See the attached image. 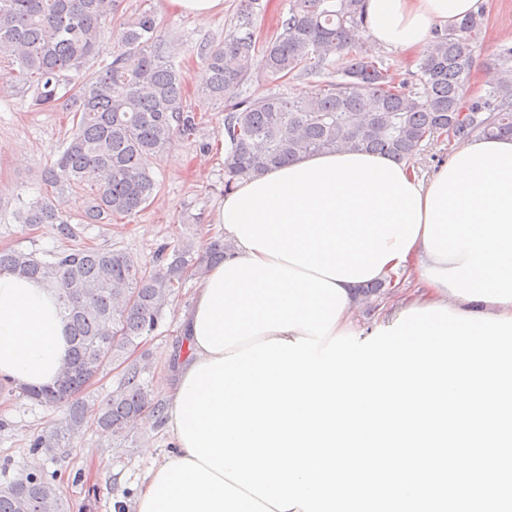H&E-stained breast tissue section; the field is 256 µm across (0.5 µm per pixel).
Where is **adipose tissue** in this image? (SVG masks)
Returning a JSON list of instances; mask_svg holds the SVG:
<instances>
[{
	"label": "adipose tissue",
	"instance_id": "obj_1",
	"mask_svg": "<svg viewBox=\"0 0 512 512\" xmlns=\"http://www.w3.org/2000/svg\"><path fill=\"white\" fill-rule=\"evenodd\" d=\"M479 0H364L374 46L407 54L453 29ZM215 222L232 248L225 261L276 262L340 286L346 305L332 334L357 330L359 288L391 283L377 324L412 308L512 317V138L472 137L427 179L372 152L306 155L244 182L219 200ZM209 278L182 316L188 352L166 357L165 432L172 451L139 489L136 512H278L188 452L175 410L191 369L213 360L196 334ZM70 344L58 293L43 282L0 275V383L52 382Z\"/></svg>",
	"mask_w": 512,
	"mask_h": 512
}]
</instances>
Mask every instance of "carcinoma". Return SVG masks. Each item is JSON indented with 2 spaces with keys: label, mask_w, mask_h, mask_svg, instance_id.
I'll use <instances>...</instances> for the list:
<instances>
[{
  "label": "carcinoma",
  "mask_w": 512,
  "mask_h": 512,
  "mask_svg": "<svg viewBox=\"0 0 512 512\" xmlns=\"http://www.w3.org/2000/svg\"><path fill=\"white\" fill-rule=\"evenodd\" d=\"M117 0H0V52L9 54L3 81L31 93V107L51 111L60 100L72 112L57 158L39 179L40 197L15 212L20 224L52 225L74 236L71 219L54 195L81 192L83 224L131 217L153 198L157 185L146 161L166 154L178 139L191 141L200 118L183 93L174 64L177 48L158 36L152 0L112 23ZM258 0H238L244 35L224 44L201 43L202 91L225 105L224 192L271 168L313 153L370 151L411 161L424 145L452 134L464 138L512 136V47L500 49L486 94L466 100L465 87L484 26V8L451 31L436 33L415 80H397L383 59L364 47L362 0H289L278 33L257 45L250 29ZM110 59L87 69L102 43ZM338 63L340 78L310 96L269 91L242 95L254 71L275 79L309 76ZM230 245L213 240L197 255L189 243L160 250L147 270L123 250L90 247L48 251L0 250V274L55 287L67 320L70 355L52 384L20 389L41 405L65 408L64 421L37 435L32 452L52 456L67 432L85 423L80 395L114 362L158 328L176 290L202 278ZM133 363L115 390L97 405L95 425L114 438L145 416L163 419L165 404ZM56 477L26 471L0 485V512H64Z\"/></svg>",
  "instance_id": "obj_1"
}]
</instances>
